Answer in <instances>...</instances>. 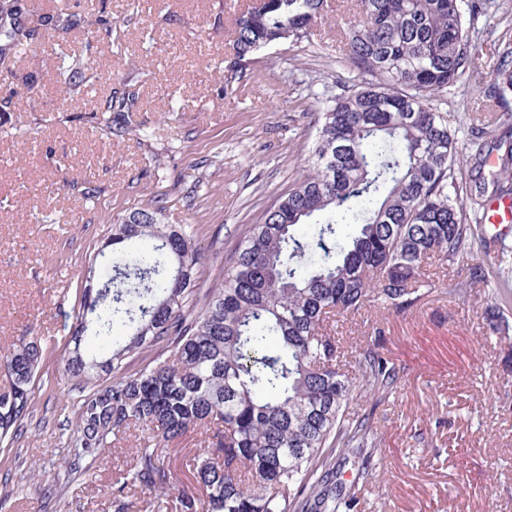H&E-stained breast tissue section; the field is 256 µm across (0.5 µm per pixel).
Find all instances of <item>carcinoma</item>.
I'll use <instances>...</instances> for the list:
<instances>
[{"instance_id":"obj_1","label":"carcinoma","mask_w":512,"mask_h":512,"mask_svg":"<svg viewBox=\"0 0 512 512\" xmlns=\"http://www.w3.org/2000/svg\"><path fill=\"white\" fill-rule=\"evenodd\" d=\"M326 0H263L238 15L234 61L224 89L242 82L255 56L273 44L310 40ZM493 0H354L347 59L363 80L325 95L308 170L248 227L197 313L203 254L189 224H171L161 202L114 222L109 244L80 272L83 307L66 347V372L80 394L75 428L57 481L92 465L133 430L141 442L112 482V512H148L173 487L163 449L201 435L190 460L201 495L180 498V512H353L357 496L338 479L339 462L371 458L376 432L352 403L394 395L403 369L374 338L351 352L336 318L383 307L400 314L435 283L426 267L468 255L485 221V188L454 178L455 132L434 105L464 82L479 53L471 26ZM28 0H0V59L27 50L22 22ZM78 56L56 65L60 94L78 106L88 82ZM512 97V45L499 50L486 98ZM139 92L131 81L92 118L107 135L129 131ZM504 131L472 142L477 167L497 155L512 181V113ZM114 274L95 284L98 263ZM485 278L479 265L452 285L464 298ZM495 334L509 332L496 306L486 311ZM93 336L101 352H87ZM164 344L132 375L125 361ZM41 345L20 340L0 354L9 388L0 392V448L10 451L37 408Z\"/></svg>"}]
</instances>
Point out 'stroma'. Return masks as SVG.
Segmentation results:
<instances>
[{
  "label": "stroma",
  "mask_w": 512,
  "mask_h": 512,
  "mask_svg": "<svg viewBox=\"0 0 512 512\" xmlns=\"http://www.w3.org/2000/svg\"><path fill=\"white\" fill-rule=\"evenodd\" d=\"M253 0H68L82 24L122 19L119 38L86 42L81 28L51 30L42 17L57 0H40L26 19L36 35L0 79V350L19 339L45 351L39 404L14 445L11 472L19 490L0 512H112L109 488L137 448L128 435L105 454L93 476L55 488L77 393L64 370V346L82 302L79 274L118 216L165 200L172 224H190L204 254L201 277L214 284L250 224L305 168L324 92L357 84L341 29L352 0H328L312 36L272 45L248 77L224 88L234 58V20ZM512 21L489 9L473 32L477 68L450 87L444 109L463 152L455 166L467 178L472 124L485 138L500 132L484 93L499 44ZM82 56L102 77L78 111L62 106L53 78L60 53ZM142 73L132 131L105 136L91 109L131 67ZM94 188L86 199V188ZM468 258L430 266L434 288L412 310H384L340 320L354 342L382 330L383 351L404 370L397 393L382 404L359 402L372 416L378 478L357 512H512V338L490 335L483 311L512 317V228L482 225ZM487 282L466 299L448 293L471 265ZM188 434L165 451L176 480L153 512H173L194 490Z\"/></svg>",
  "instance_id": "35a3bbf8"
}]
</instances>
